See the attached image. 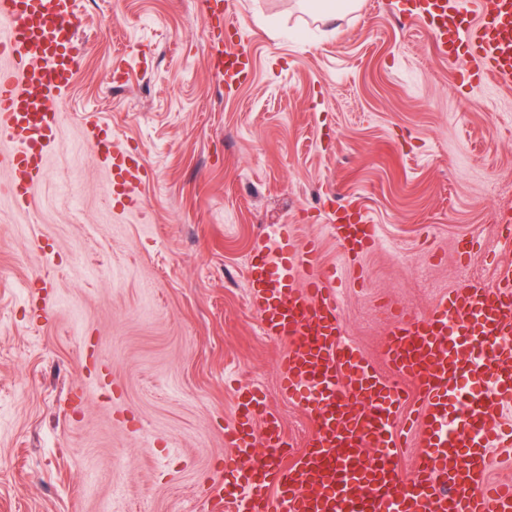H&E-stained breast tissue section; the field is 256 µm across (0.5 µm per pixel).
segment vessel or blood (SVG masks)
<instances>
[{
	"label": "vessel or blood",
	"mask_w": 512,
	"mask_h": 512,
	"mask_svg": "<svg viewBox=\"0 0 512 512\" xmlns=\"http://www.w3.org/2000/svg\"><path fill=\"white\" fill-rule=\"evenodd\" d=\"M412 0L411 14L433 25L443 55L469 54L470 77L512 85V0ZM73 0H0V169L10 194L29 205L35 180L59 143L53 107L85 56ZM210 58L225 92L251 76L245 51L215 37ZM84 143L112 173L109 192L141 205L146 168L110 128L86 120ZM332 229L349 256L374 241L365 212H344ZM270 246L247 264L251 302L265 333L286 340L284 390L300 397L313 423L304 450L293 451L257 389L237 395L225 440L251 464L215 496L224 512H512V485L486 479L487 451L512 446L496 414L512 392V265L489 287L471 280L448 290L419 317L399 312L384 345L396 377L378 374L346 342L336 312L334 276L314 245L288 225L270 227ZM422 395L415 467L399 476L393 460L397 413L408 387Z\"/></svg>",
	"instance_id": "obj_1"
}]
</instances>
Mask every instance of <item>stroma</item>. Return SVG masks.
<instances>
[{"label":"stroma","mask_w":512,"mask_h":512,"mask_svg":"<svg viewBox=\"0 0 512 512\" xmlns=\"http://www.w3.org/2000/svg\"><path fill=\"white\" fill-rule=\"evenodd\" d=\"M88 46L56 108L61 146L28 210L0 170V512H210L245 460L224 429L255 387L294 447L310 422L282 391L246 263L291 225L335 270L338 319L383 376L391 310L426 312L463 279L494 283L512 208V87L462 84L408 0H357L327 21L303 0H75ZM248 47L226 95L215 31ZM95 114L149 177L113 207L83 146ZM378 226L358 258L328 213Z\"/></svg>","instance_id":"stroma-1"}]
</instances>
